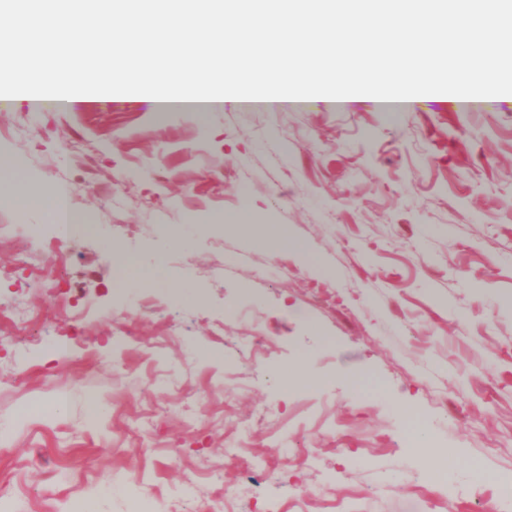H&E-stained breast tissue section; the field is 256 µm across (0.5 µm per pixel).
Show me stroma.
Masks as SVG:
<instances>
[{
    "instance_id": "1",
    "label": "stroma",
    "mask_w": 512,
    "mask_h": 512,
    "mask_svg": "<svg viewBox=\"0 0 512 512\" xmlns=\"http://www.w3.org/2000/svg\"><path fill=\"white\" fill-rule=\"evenodd\" d=\"M80 56L64 88L115 78L129 102L35 105L44 54L0 110V162L93 219L67 244L91 303L80 331L39 288L41 320L0 330V512H224L222 483L251 472L234 512H303L313 487L345 512H499L458 492L512 483V98L161 114L155 54L136 74ZM0 224L52 233L46 209L11 200ZM272 227L292 246L264 244ZM122 254L154 280L134 325ZM411 416L456 467L422 462ZM278 434L314 461L275 468Z\"/></svg>"
}]
</instances>
